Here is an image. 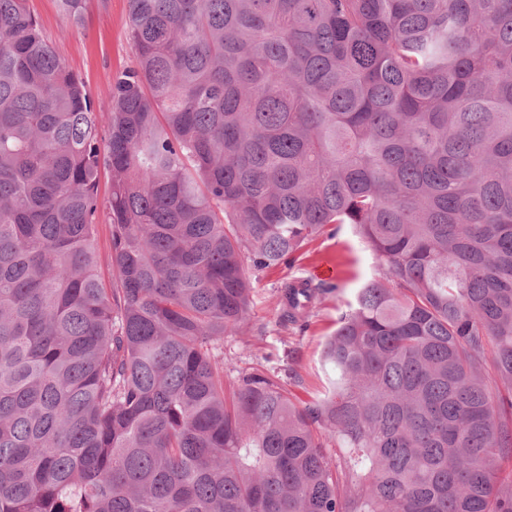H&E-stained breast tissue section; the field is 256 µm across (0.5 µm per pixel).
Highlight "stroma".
Instances as JSON below:
<instances>
[{
    "label": "stroma",
    "instance_id": "obj_1",
    "mask_svg": "<svg viewBox=\"0 0 512 512\" xmlns=\"http://www.w3.org/2000/svg\"><path fill=\"white\" fill-rule=\"evenodd\" d=\"M58 58L83 82L95 105H107L116 76L134 67L136 53L128 35L130 0H90L83 17L66 16L59 0H28ZM335 271L333 292L310 312L306 326L278 322L280 290L295 277H309L319 264ZM381 262L350 225L307 242L287 264L249 269L252 292L240 333L221 342L225 360L237 370L260 368L293 373L291 395L299 401L321 399L334 378L322 360L323 344L355 293L379 275Z\"/></svg>",
    "mask_w": 512,
    "mask_h": 512
}]
</instances>
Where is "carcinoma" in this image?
<instances>
[{
	"label": "carcinoma",
	"instance_id": "carcinoma-1",
	"mask_svg": "<svg viewBox=\"0 0 512 512\" xmlns=\"http://www.w3.org/2000/svg\"><path fill=\"white\" fill-rule=\"evenodd\" d=\"M26 2L0 0V512H512V0H130L103 112ZM331 224L382 261L332 389L226 383L246 264ZM329 292L289 283L279 321Z\"/></svg>",
	"mask_w": 512,
	"mask_h": 512
}]
</instances>
